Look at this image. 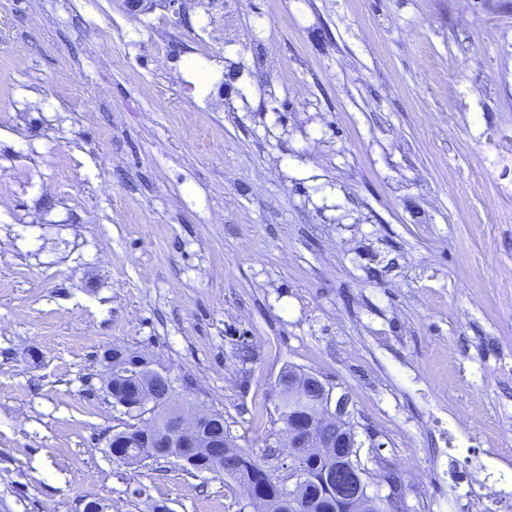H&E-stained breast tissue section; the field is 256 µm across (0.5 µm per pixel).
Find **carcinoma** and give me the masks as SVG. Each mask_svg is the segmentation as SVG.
<instances>
[{
	"label": "carcinoma",
	"mask_w": 512,
	"mask_h": 512,
	"mask_svg": "<svg viewBox=\"0 0 512 512\" xmlns=\"http://www.w3.org/2000/svg\"><path fill=\"white\" fill-rule=\"evenodd\" d=\"M139 358V353L126 350L127 368L121 373L112 372V376L106 381V384L112 385V391L108 395L112 397L113 405L120 406L125 401L131 402V406L124 408V414L132 422L112 433V455L119 460H125L129 466H137L149 459L158 461L173 457L184 461L191 470L214 473L238 485L251 479L254 481V495L259 501L260 512H290L288 504L282 500L281 485L263 473L262 467L247 452L235 446L234 437L224 426V415L220 412L214 414L212 430L219 435L222 443L233 446L230 453L211 448L141 447V437L145 433L155 438L163 437L166 425L175 414L177 406L174 405L173 398L162 399L156 395L150 419L143 420V410L132 406V403L145 393L143 381L146 376L155 375L157 371L151 367V362L142 363ZM310 409L312 406L301 404L289 396L279 400L278 404L280 420L285 424L294 414ZM334 466V456L314 454L306 459L307 478L300 487V495L308 502L315 503V508L321 512H344L332 487L324 481L325 471Z\"/></svg>",
	"instance_id": "1"
}]
</instances>
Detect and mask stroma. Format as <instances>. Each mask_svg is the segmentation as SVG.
I'll use <instances>...</instances> for the list:
<instances>
[{"label": "stroma", "instance_id": "1", "mask_svg": "<svg viewBox=\"0 0 512 512\" xmlns=\"http://www.w3.org/2000/svg\"><path fill=\"white\" fill-rule=\"evenodd\" d=\"M115 346L280 481L290 367L398 512H512V0H0V512H253L112 458Z\"/></svg>", "mask_w": 512, "mask_h": 512}]
</instances>
